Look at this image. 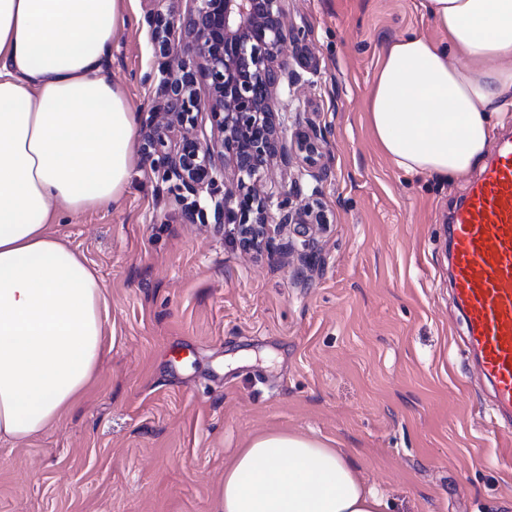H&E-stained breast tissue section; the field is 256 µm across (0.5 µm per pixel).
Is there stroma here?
Masks as SVG:
<instances>
[{"label":"stroma","instance_id":"obj_1","mask_svg":"<svg viewBox=\"0 0 512 512\" xmlns=\"http://www.w3.org/2000/svg\"><path fill=\"white\" fill-rule=\"evenodd\" d=\"M143 0H127L109 71L145 122L154 53ZM316 72L280 87L283 140L327 131L315 181L330 228L300 284L287 256L244 253L235 227L189 215L138 158L116 206L51 227L107 298L106 351L75 410L34 439L0 442V512H211L224 469L268 432L320 439L377 488L382 512H512V416L465 346L444 226L477 171L406 174L379 150L366 110L379 60L411 33L438 39L417 0H285Z\"/></svg>","mask_w":512,"mask_h":512}]
</instances>
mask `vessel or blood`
Returning <instances> with one entry per match:
<instances>
[{"label":"vessel or blood","instance_id":"vessel-or-blood-1","mask_svg":"<svg viewBox=\"0 0 512 512\" xmlns=\"http://www.w3.org/2000/svg\"><path fill=\"white\" fill-rule=\"evenodd\" d=\"M452 279L467 344L512 412V137L467 189L450 224Z\"/></svg>","mask_w":512,"mask_h":512}]
</instances>
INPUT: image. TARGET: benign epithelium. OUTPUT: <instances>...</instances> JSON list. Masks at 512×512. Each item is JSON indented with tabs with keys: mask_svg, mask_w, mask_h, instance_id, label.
Masks as SVG:
<instances>
[{
	"mask_svg": "<svg viewBox=\"0 0 512 512\" xmlns=\"http://www.w3.org/2000/svg\"><path fill=\"white\" fill-rule=\"evenodd\" d=\"M145 2L157 70L146 73L144 81L158 86L141 129L143 155L178 190L196 198L207 192L215 222L235 225L243 251L276 248L294 254L295 274L308 282L318 270L312 244L325 231L326 216L314 206L290 207V196L301 191L297 183L283 192L261 189L271 167L289 164L274 109L277 90L284 82L290 88L302 81L282 58L284 0H190L193 7L185 17L177 7L180 0ZM203 112L212 124L209 140L197 133ZM324 141V130L316 125L298 140L316 180ZM220 178L230 180L231 188L218 198L213 187ZM273 205L280 211L277 224L268 223ZM288 227L304 238L302 248L284 236Z\"/></svg>",
	"mask_w": 512,
	"mask_h": 512,
	"instance_id": "obj_1",
	"label": "benign epithelium"
}]
</instances>
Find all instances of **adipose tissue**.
<instances>
[{
  "label": "adipose tissue",
  "mask_w": 512,
  "mask_h": 512,
  "mask_svg": "<svg viewBox=\"0 0 512 512\" xmlns=\"http://www.w3.org/2000/svg\"><path fill=\"white\" fill-rule=\"evenodd\" d=\"M126 0H0V439L27 441L85 395L104 350L103 286L48 226L118 204L135 112L112 82ZM440 40L380 59L368 116L398 169L451 179L512 120V0H419ZM327 443L265 433L224 470L212 512H381Z\"/></svg>",
  "instance_id": "adipose-tissue-1"
}]
</instances>
